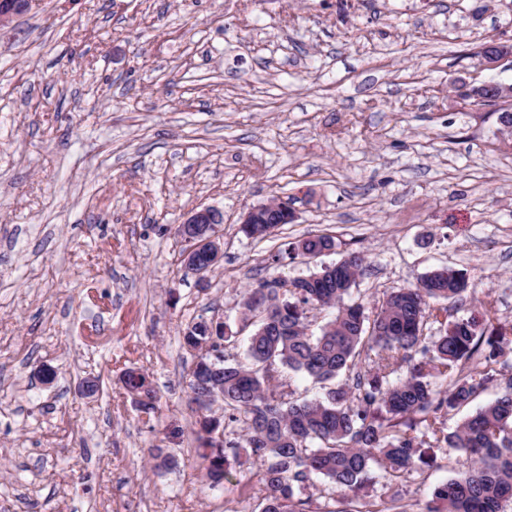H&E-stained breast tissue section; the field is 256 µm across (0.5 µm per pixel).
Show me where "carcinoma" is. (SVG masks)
<instances>
[{
    "label": "carcinoma",
    "instance_id": "obj_1",
    "mask_svg": "<svg viewBox=\"0 0 512 512\" xmlns=\"http://www.w3.org/2000/svg\"><path fill=\"white\" fill-rule=\"evenodd\" d=\"M299 244L302 257L336 248L327 234ZM367 267L355 251L314 277L258 279L244 289L241 328L254 327L244 363L224 357L235 344L227 325L200 319L183 329L187 348L204 341L217 351L194 363L188 381L191 393L209 397L196 442L210 486L224 484L244 456L263 467L261 512H309L307 488L319 481L328 495L354 492L378 464L391 494L366 512H397L394 482L411 468L431 466V449L446 447L465 471L434 490L427 512H504L512 503V380L451 432L447 420L496 381L512 324L500 321L489 292L479 315L461 314L474 284L451 267L384 293L369 314L352 297ZM327 309L333 317L319 335L309 334L310 313ZM278 365L313 378L325 393L285 400ZM400 371L403 377L390 381ZM146 378L128 370L121 382L127 394L146 396L148 413L156 394ZM230 426L239 427V441L224 440Z\"/></svg>",
    "mask_w": 512,
    "mask_h": 512
}]
</instances>
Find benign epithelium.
<instances>
[{"mask_svg": "<svg viewBox=\"0 0 512 512\" xmlns=\"http://www.w3.org/2000/svg\"><path fill=\"white\" fill-rule=\"evenodd\" d=\"M32 0H0V26L25 11ZM512 55V46L493 42L488 44L482 57V65L487 69L496 68L507 56ZM291 221L294 211L286 199L269 201L251 207L243 216V224H275L279 220ZM221 222L220 213L210 207H203L191 213L181 226L178 236L182 243V267L202 283V272L198 270L200 258L217 267L224 260V243L217 235V225Z\"/></svg>", "mask_w": 512, "mask_h": 512, "instance_id": "7a95c632", "label": "benign epithelium"}]
</instances>
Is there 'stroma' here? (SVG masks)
<instances>
[{"mask_svg":"<svg viewBox=\"0 0 512 512\" xmlns=\"http://www.w3.org/2000/svg\"><path fill=\"white\" fill-rule=\"evenodd\" d=\"M354 2L32 0L0 27V512H260L259 463L205 478L181 338L198 317L239 329L258 279L360 251L370 301L451 266L512 322V147L499 104L456 91L512 84V58L476 59L512 42V0ZM275 197L294 221L246 238ZM203 206L224 260L201 286L174 229ZM317 233L335 253L270 263ZM158 448L178 469L152 470ZM435 456L398 480L403 512L461 475ZM131 371H134V369L127 370L121 378V382H122V386H123L124 390L129 395L144 394L147 398V401L142 403V405H143L142 409L145 410L146 413H149L150 411H154L156 408L155 407L156 394H155V391L152 388V386H150V382L148 384H146L147 375L145 373L135 375ZM137 395H134L132 397L135 400V402L138 403L143 398H141Z\"/></svg>","mask_w":512,"mask_h":512,"instance_id":"obj_1","label":"stroma"}]
</instances>
